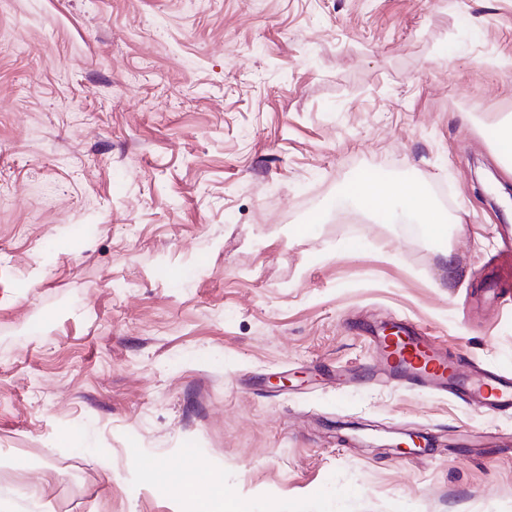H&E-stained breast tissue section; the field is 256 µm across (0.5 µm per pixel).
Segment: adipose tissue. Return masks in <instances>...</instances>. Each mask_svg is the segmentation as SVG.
<instances>
[{
	"label": "adipose tissue",
	"mask_w": 512,
	"mask_h": 512,
	"mask_svg": "<svg viewBox=\"0 0 512 512\" xmlns=\"http://www.w3.org/2000/svg\"><path fill=\"white\" fill-rule=\"evenodd\" d=\"M359 201L372 213L393 217L395 209L410 211L423 219L422 231L433 241L447 238L448 226L436 212L430 199L413 186H390L374 179L361 181L357 187ZM194 505V512H244L239 503L226 498L222 487L192 481L179 486Z\"/></svg>",
	"instance_id": "1"
}]
</instances>
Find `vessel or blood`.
<instances>
[{
	"mask_svg": "<svg viewBox=\"0 0 512 512\" xmlns=\"http://www.w3.org/2000/svg\"><path fill=\"white\" fill-rule=\"evenodd\" d=\"M386 370L397 380L452 390L485 410H512V377L499 373L465 374L449 363L431 341L412 333L396 340L378 336Z\"/></svg>",
	"mask_w": 512,
	"mask_h": 512,
	"instance_id": "vessel-or-blood-1",
	"label": "vessel or blood"
}]
</instances>
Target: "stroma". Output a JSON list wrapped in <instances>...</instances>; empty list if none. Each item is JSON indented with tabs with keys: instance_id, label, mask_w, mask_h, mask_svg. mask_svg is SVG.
Masks as SVG:
<instances>
[{
	"instance_id": "35a3bbf8",
	"label": "stroma",
	"mask_w": 512,
	"mask_h": 512,
	"mask_svg": "<svg viewBox=\"0 0 512 512\" xmlns=\"http://www.w3.org/2000/svg\"><path fill=\"white\" fill-rule=\"evenodd\" d=\"M508 113L512 0H0V512H189V462L248 512H512V412L371 340L512 374ZM495 153L502 165L512 175V118L508 114L497 124ZM359 201L372 213L392 218L394 205L401 211H410L423 218L422 231L433 241L447 239L448 225L436 212L430 199L413 186H390L374 179L363 180L358 184ZM400 333L394 344L388 336H374L382 348L389 375L424 387L450 389L480 409L512 410V377L493 372L462 373L431 341L414 333Z\"/></svg>"
}]
</instances>
